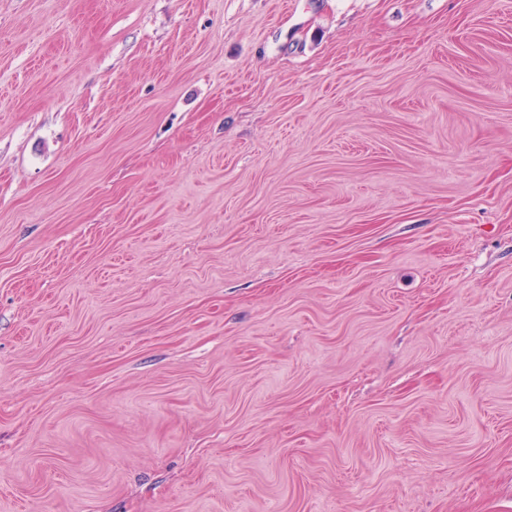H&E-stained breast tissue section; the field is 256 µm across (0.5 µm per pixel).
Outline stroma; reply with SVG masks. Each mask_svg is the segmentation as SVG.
<instances>
[{
    "instance_id": "35a3bbf8",
    "label": "stroma",
    "mask_w": 512,
    "mask_h": 512,
    "mask_svg": "<svg viewBox=\"0 0 512 512\" xmlns=\"http://www.w3.org/2000/svg\"><path fill=\"white\" fill-rule=\"evenodd\" d=\"M0 512H512V0H0Z\"/></svg>"
}]
</instances>
